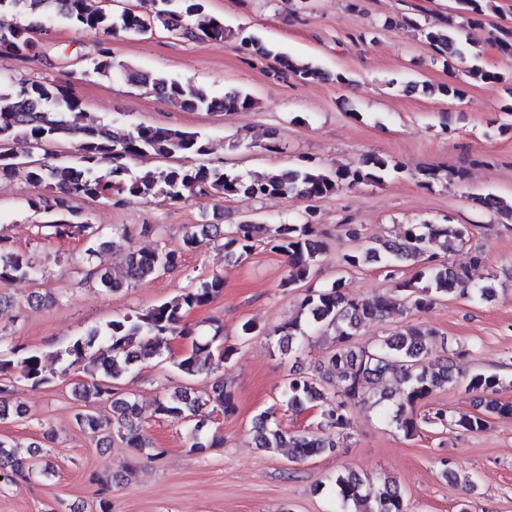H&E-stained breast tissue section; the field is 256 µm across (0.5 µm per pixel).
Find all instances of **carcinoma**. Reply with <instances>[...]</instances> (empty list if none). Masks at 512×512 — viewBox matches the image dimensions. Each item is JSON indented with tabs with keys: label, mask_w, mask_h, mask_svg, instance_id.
Segmentation results:
<instances>
[{
	"label": "carcinoma",
	"mask_w": 512,
	"mask_h": 512,
	"mask_svg": "<svg viewBox=\"0 0 512 512\" xmlns=\"http://www.w3.org/2000/svg\"><path fill=\"white\" fill-rule=\"evenodd\" d=\"M153 15L146 18L124 7L114 9V0H0V13L16 11L24 23L0 28V53L31 61L42 55L37 35L45 23L59 18L63 23L93 33L98 40L97 56L83 70L86 76L109 79L115 70L125 73L127 82L144 88L168 104L183 110L205 109L213 112L246 111L254 107L253 97L239 89H227L214 96L191 82L163 72L147 73L130 69L114 61L112 37L147 35L162 27L177 30L186 39L222 41L231 30L224 20L206 11V0H154ZM464 6L465 24L453 18L429 21L408 19L406 24L421 32L448 70L462 59L458 36L464 25H481L492 8V0H459ZM239 46L258 57H270L274 51L252 35L236 33ZM282 66L302 81L336 80L347 85L342 73L331 76L320 68L281 57ZM402 91L438 94L449 101H459L464 89L455 82L422 86L416 81L401 84ZM23 142L27 151L19 153L15 144ZM67 143L76 152L77 162L55 158L53 147ZM209 143L200 133L182 129L139 125L130 131L118 132L108 124L89 119L81 103L68 90L55 83L22 80L9 90L0 91V178L19 179L47 191L27 201L29 209L41 215V224L55 230L57 236L84 235L89 239L87 259L101 255L128 241L124 227H112L108 239L91 223L87 214L74 205L79 199L105 198L117 205L162 199L180 202L196 195L250 201L264 197L296 196L317 201L343 188L375 185L382 181L389 160L374 154L364 155L353 166L326 169L312 160L274 169L267 174L247 179L224 170L222 165L166 164L152 169L134 171L123 160L142 154L164 159L204 156ZM110 164L103 170L101 165ZM476 203L495 214L512 216V201L494 194L475 197ZM315 213L307 208L294 223L205 224L200 231L188 230L183 236V252L195 251L220 237L224 240L226 259L239 263L258 245L265 244L287 258V270L279 287L307 286L302 304L303 318H293L273 329L265 330L246 321L240 336L265 335L275 340L281 351H290L308 331L316 329L332 336L333 349L320 367V374L295 373L284 385L281 402L291 410L321 409L317 430L288 436L278 423L276 412L258 415L252 429L255 447L264 451L292 449V459L304 461L339 447L338 435L350 424L351 409L367 405L374 397L375 386L391 376L402 386L401 400L392 415V423L406 436L417 434L421 424L443 428L459 427L477 432L486 427L488 418L512 419V402L497 397L501 385L495 374L474 373L466 380V391L481 395L485 414L450 416L437 410L431 417L418 418L416 409L432 392L455 380L456 363L450 358H432L430 340L434 335L421 318L436 301L457 289L465 290L467 275L449 265L441 255L467 242L470 230L465 224H407L403 231L388 239L364 246L343 256V265L357 268L378 264L386 276L394 279L398 268L417 267L414 276L395 284L403 292L400 297L380 296L358 299L345 291L339 277L320 288L311 286L316 276L323 243L319 239ZM182 260V252L163 247L154 250L128 249L125 255V280L113 278L98 264L90 273L97 285L116 291L124 285L173 271ZM36 275L29 258L0 247V284ZM224 289V278L214 275L199 285L186 288L178 296L156 303L145 312L115 317L103 327L73 338L65 354L75 364H83L89 380L82 383L76 397L81 402L75 421L98 439L118 438L148 460L163 454V449L142 433L139 425L140 406L134 393L119 386L123 377L137 373L144 356H159L173 364L181 374L192 378L200 374L213 376L211 391L193 398L179 389L173 395L156 401L155 413L189 426V451L202 453L224 445V437L211 432L206 420L197 418L200 409L209 405L226 415L236 412L231 386L220 372L235 351L224 343V327L213 323L212 333L197 338L185 324V314L213 301ZM393 315L407 318L392 335L372 345L354 344L359 330L369 321H384ZM181 337L191 340L183 352L172 350L171 343ZM0 372L15 382L33 387L51 383L42 358L35 352L7 341L0 336ZM100 401L112 403L113 419L104 421L93 408ZM51 475L50 467L38 459V449L26 450L0 440V476L8 483H26L38 476ZM99 483L96 491V512H112L110 486ZM332 490L339 507L353 505L356 512H408L407 503L397 482L385 480L367 484L354 473L337 475Z\"/></svg>",
	"instance_id": "obj_1"
}]
</instances>
